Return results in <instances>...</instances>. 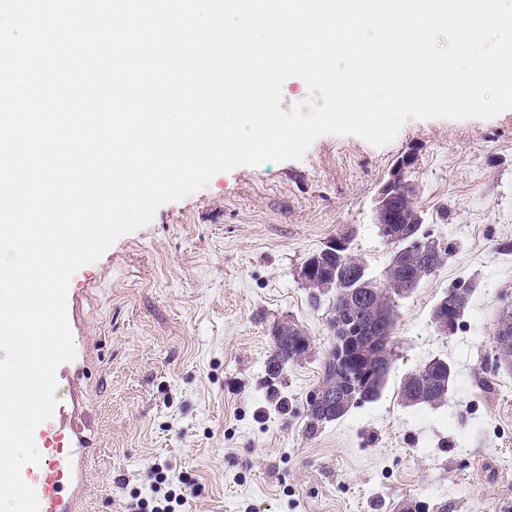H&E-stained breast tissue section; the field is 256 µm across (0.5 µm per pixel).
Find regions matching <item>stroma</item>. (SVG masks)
Segmentation results:
<instances>
[{
	"label": "stroma",
	"instance_id": "stroma-1",
	"mask_svg": "<svg viewBox=\"0 0 512 512\" xmlns=\"http://www.w3.org/2000/svg\"><path fill=\"white\" fill-rule=\"evenodd\" d=\"M413 154L415 205L454 251L395 298L391 365L378 400L317 433L306 397L330 348L328 297L299 276L331 237L381 274L392 248L373 203ZM512 110L490 120L408 119L382 147L323 135L301 160L215 175L123 235L71 278L68 324L80 347L60 398L71 436L91 437L82 512H124L151 494V465L197 488L183 512H512V367L494 350L512 304ZM474 291L459 329L442 335L437 301ZM295 321L305 358L277 379L271 327ZM450 363L448 402L404 406L401 380Z\"/></svg>",
	"mask_w": 512,
	"mask_h": 512
}]
</instances>
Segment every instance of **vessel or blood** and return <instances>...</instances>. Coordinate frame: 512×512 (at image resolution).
<instances>
[{
  "instance_id": "b4317fda",
  "label": "vessel or blood",
  "mask_w": 512,
  "mask_h": 512,
  "mask_svg": "<svg viewBox=\"0 0 512 512\" xmlns=\"http://www.w3.org/2000/svg\"><path fill=\"white\" fill-rule=\"evenodd\" d=\"M66 431L65 410L59 406L53 417L34 432L42 460L40 464L24 466L22 477L35 489L40 512H79L83 468L94 451L86 446L64 447Z\"/></svg>"
}]
</instances>
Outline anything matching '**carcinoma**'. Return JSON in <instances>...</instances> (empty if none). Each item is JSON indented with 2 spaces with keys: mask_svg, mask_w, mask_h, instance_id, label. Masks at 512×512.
Segmentation results:
<instances>
[{
  "mask_svg": "<svg viewBox=\"0 0 512 512\" xmlns=\"http://www.w3.org/2000/svg\"><path fill=\"white\" fill-rule=\"evenodd\" d=\"M416 192L412 184L396 187L390 214L396 216L394 229L401 233L389 242L392 255L382 277L372 275L367 262L353 254L350 247L342 251L321 248L309 257L304 266H313V272H302L300 277L320 294L332 295L328 327L332 336L330 347L322 364L323 377L319 388L334 390L368 378L364 388V402L379 398L389 372L394 308L392 296L401 295L416 287L425 277L441 267L450 254L449 245L441 242L424 227V217L414 205ZM472 285L461 282L448 289L436 303L432 317L441 311L461 323L470 301ZM354 322L358 331L340 333L336 323ZM507 324V332L496 330L493 336L495 350L500 358L512 362V310H501L498 324ZM358 336L365 344L379 337V347L373 356L362 364H348L339 355V347L346 335ZM309 338L300 327L281 333L274 341L273 353L267 362L266 371L271 377L278 376L290 362L301 359L306 353ZM455 379L451 364L443 359H432L407 374L400 383L399 395L407 405L436 406L448 400ZM349 409L338 405L319 407L307 413L306 429L317 432L326 423L337 421L347 415Z\"/></svg>",
  "mask_w": 512,
  "mask_h": 512,
  "instance_id": "carcinoma-1",
  "label": "carcinoma"
}]
</instances>
